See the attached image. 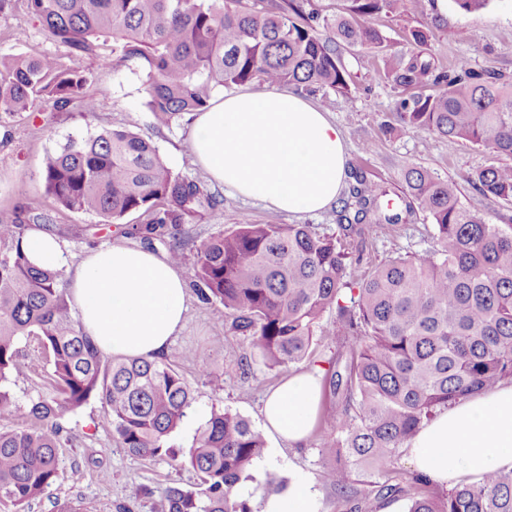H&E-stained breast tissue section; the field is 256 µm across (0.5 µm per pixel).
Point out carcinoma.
Wrapping results in <instances>:
<instances>
[{"label":"carcinoma","mask_w":512,"mask_h":512,"mask_svg":"<svg viewBox=\"0 0 512 512\" xmlns=\"http://www.w3.org/2000/svg\"><path fill=\"white\" fill-rule=\"evenodd\" d=\"M70 63L52 56L0 53V108L21 115L41 104L95 112L83 89L80 60L92 55L118 70L138 63L145 107L170 127L208 107L219 89L252 82L271 87L350 90L340 47L378 48L384 37L368 17L400 0H347L344 14L320 24L294 0H28ZM399 102L400 129L486 148L512 157V82L465 61L435 72L420 55L385 62ZM46 192L59 208L106 223L129 213L150 216L136 227L147 240L164 235L221 200L205 184L176 174L154 143L127 124L71 139L45 153ZM336 221L344 237L374 225L408 224L424 214L436 246L399 254L356 275L363 250L348 249L307 224L247 220L201 242L194 285L224 305L230 328L245 336L270 368L315 357V330L336 308L328 339L339 355L325 370L330 399L320 426L321 479L350 502L356 477L371 471L380 500L403 499L407 512H512V471H492L440 495L422 474L392 479L393 460L436 409L512 380V227L486 222L465 204L458 183L411 167L405 207L387 190L352 176ZM486 201L512 199V166L490 165L467 177ZM49 218L30 205L0 221V413L17 408L8 388L19 368L17 343L40 337L56 393L31 401V426L0 431V502L24 505L61 477V417L100 399L120 447L141 458L169 457L199 483L172 486L166 512H252L241 483L261 458L265 439L243 416L212 414L195 444L176 454L170 434L196 391L168 361L103 355L72 315L62 270L26 255L27 224Z\"/></svg>","instance_id":"obj_1"}]
</instances>
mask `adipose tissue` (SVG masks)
Wrapping results in <instances>:
<instances>
[{
  "label": "adipose tissue",
  "instance_id": "obj_1",
  "mask_svg": "<svg viewBox=\"0 0 512 512\" xmlns=\"http://www.w3.org/2000/svg\"><path fill=\"white\" fill-rule=\"evenodd\" d=\"M190 154L217 184L276 213L330 209L348 179L342 129L320 106L276 87L227 94L196 113ZM69 293L84 331L112 356L163 357L187 313L185 280L168 256L122 242L84 255ZM322 398L320 369L291 374L266 395L263 425L278 442L299 445ZM405 447L413 468L440 487L512 470V382L452 402ZM260 512H318V504L299 482L268 495Z\"/></svg>",
  "mask_w": 512,
  "mask_h": 512
}]
</instances>
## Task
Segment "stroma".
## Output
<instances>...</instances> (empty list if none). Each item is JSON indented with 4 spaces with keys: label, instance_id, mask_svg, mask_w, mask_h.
Returning a JSON list of instances; mask_svg holds the SVG:
<instances>
[{
    "label": "stroma",
    "instance_id": "35a3bbf8",
    "mask_svg": "<svg viewBox=\"0 0 512 512\" xmlns=\"http://www.w3.org/2000/svg\"><path fill=\"white\" fill-rule=\"evenodd\" d=\"M370 22L381 31L385 42L374 50H344L342 57L350 75L349 93L319 90L310 95L343 129L351 172L379 182L391 194L399 195L405 186L407 168L421 167L440 178L456 180L463 201L480 207L489 223L512 225V202L481 201L467 182L472 172L501 164V157L481 147L452 144L431 135L389 134L383 129L384 122L394 121L400 98L398 90L383 75L384 63L391 53L421 54L439 71L451 69L464 59L474 69L492 68L512 80V0H490L486 7L471 12L460 10L454 0H405L396 12L379 13ZM415 29L427 33L425 44L413 43L410 33ZM17 31L24 34L18 42L12 38ZM0 52L47 54L63 60L68 57L64 45L47 38L40 22L29 12L27 0H9L0 11ZM81 65L90 73L84 93L97 103L94 114L84 117L69 108L49 106L19 116L0 110V219L12 218L19 206L38 201L40 212L50 218L47 232L62 246L59 267L68 276L89 250L112 245L117 240L157 253L168 252L173 241H181L187 257L180 270L189 283L188 312L185 326L175 337L172 348L193 350V359L178 362L177 369L198 397L168 444L175 449L190 447L211 414L227 409L247 418L254 426H261L264 395L288 377L289 371L268 369L243 336L225 327L223 305L202 300L197 288L192 286L190 259L202 241L233 229L241 214H248L254 223L262 224L270 213L260 205L225 193L222 186L212 183L202 167L186 165L192 131L190 118H183L169 128L155 127L143 104L135 65L115 71L102 67L94 57L82 59ZM130 121L136 123L142 136L155 143L174 172L209 184L211 192L223 196V204L203 209L187 219L175 236L152 240L134 231L135 226L148 220L141 213L109 224L93 214L60 210L45 193L41 176L44 153L69 138ZM435 245L433 224L420 216L409 224L372 229L366 258L376 264L397 254H420ZM18 347L20 366L10 388L19 408L0 413V430L25 426L23 407L38 396L53 393L51 366L38 340L21 339ZM244 360L250 365L246 373L240 368ZM61 424L63 439L58 450L61 478L23 507L0 502V512H57V503L65 499L77 502L85 512H164L168 487L188 488L198 481L195 472L180 468L176 461L138 458L120 448L98 399H90L82 408L65 414ZM320 438V433H313L300 448H288L271 439L266 441L263 455L252 469V480L243 483L240 490L253 512H258L264 497L258 484L268 470L276 471L288 482L296 478L305 481L320 501V512H349V503L339 501L334 490L321 480L325 463L318 454ZM133 485L143 489L135 500L128 497Z\"/></svg>",
    "mask_w": 512,
    "mask_h": 512
}]
</instances>
